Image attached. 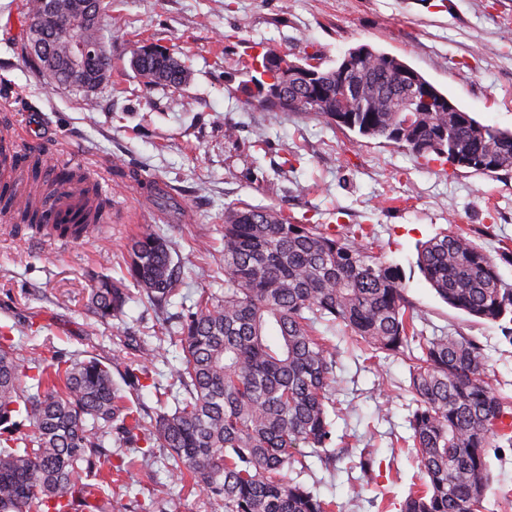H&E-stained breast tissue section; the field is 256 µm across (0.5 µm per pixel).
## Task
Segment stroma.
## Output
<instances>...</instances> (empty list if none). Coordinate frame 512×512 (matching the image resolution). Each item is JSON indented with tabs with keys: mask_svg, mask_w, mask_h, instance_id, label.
I'll use <instances>...</instances> for the list:
<instances>
[{
	"mask_svg": "<svg viewBox=\"0 0 512 512\" xmlns=\"http://www.w3.org/2000/svg\"><path fill=\"white\" fill-rule=\"evenodd\" d=\"M32 0H0V110L27 136L48 146V165L77 161L111 201L112 221L63 249L0 229V330L21 358L31 349L98 358L124 382L136 336L155 342L181 321L200 292L224 291V206L275 207L330 233L363 226L368 248L404 272L409 301L425 335L477 339L493 388L512 397V344L500 324L449 307L415 265L420 243L462 229L489 253L512 242V172L486 176L446 159L416 156L299 112L247 102L243 85L256 57L273 49L290 59L335 66L367 44L397 56L481 123L512 130V0H102L112 75L88 109L81 92L49 84L29 61L22 21ZM144 45L169 50L189 68L179 88L145 85L130 67ZM171 241L182 282L159 310L129 302L123 320L86 311L89 276L125 277L127 245L140 225ZM335 345L342 411L332 419L330 460L307 458L285 469L340 512H398L417 480L410 449L409 363L381 357L369 366L341 333ZM179 352L151 364L154 385L127 390L144 419L160 407L155 386H168ZM112 453L132 458L128 490L109 512H224L189 493L165 451L142 454L121 433ZM373 452V481L360 467ZM486 512H512V447L488 449Z\"/></svg>",
	"mask_w": 512,
	"mask_h": 512,
	"instance_id": "35a3bbf8",
	"label": "stroma"
}]
</instances>
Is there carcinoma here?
<instances>
[{
  "label": "carcinoma",
  "instance_id": "carcinoma-1",
  "mask_svg": "<svg viewBox=\"0 0 512 512\" xmlns=\"http://www.w3.org/2000/svg\"><path fill=\"white\" fill-rule=\"evenodd\" d=\"M43 13L34 0L27 20L45 29L79 14L80 0H57ZM84 40L98 47L107 82L112 58L103 24L85 26ZM347 51L335 66L318 68L323 96L313 98L305 79L288 73V55L269 52L263 72L275 83L251 77L247 98L272 110L301 112L359 136L383 139L412 153L434 154L483 174L512 171V131L485 125L468 112L448 111L438 92L419 112L401 111L399 98L383 92L403 61L373 48ZM150 86L178 88L189 76L179 58L150 57L134 68ZM85 184L94 212L52 231L85 236L106 202L82 173L65 172L46 187L54 196L71 181ZM44 206L28 208L21 221L41 227ZM365 228L348 234L303 224L272 206L238 202L224 207V295L202 293L196 312L137 348L127 375L149 376L147 364L166 345L182 351L172 374L179 385L174 407L146 425L110 367L97 358L64 359L37 349L17 356L0 332V512H83L88 500L110 501L105 489L124 482L129 465L105 453L117 422L129 441L158 442L167 460L191 479L188 491L224 504V512H335L336 503L301 483L284 480L287 465H305L332 441L328 413L336 399V347L318 326H338L373 366L380 354L410 361L408 390L415 408L403 447L415 451L421 484L409 489L399 512H482L490 485L487 449L512 445L501 419L512 417V399L488 381L481 347L470 337L417 329L418 313L406 295L401 268L368 251ZM512 263V248L498 256L459 233L439 234L417 247L415 265L449 306L491 322L512 324V284L497 260ZM127 274L155 307L179 293L180 271L168 240L144 224L128 250ZM134 299L123 280L93 278L88 311L120 319ZM106 479L92 483L97 462Z\"/></svg>",
  "mask_w": 512,
  "mask_h": 512
}]
</instances>
